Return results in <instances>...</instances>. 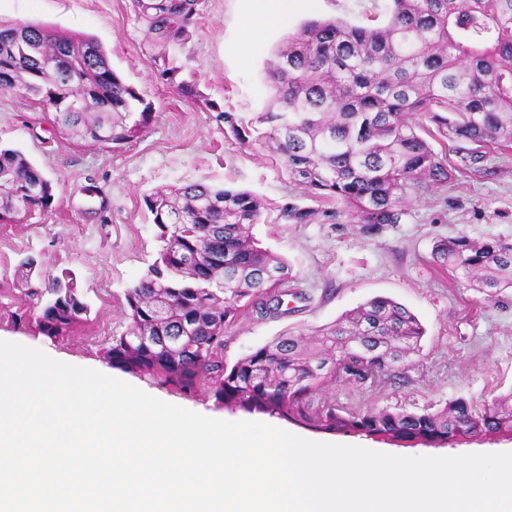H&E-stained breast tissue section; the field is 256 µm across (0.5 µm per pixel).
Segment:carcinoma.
<instances>
[{"label": "carcinoma", "mask_w": 512, "mask_h": 512, "mask_svg": "<svg viewBox=\"0 0 512 512\" xmlns=\"http://www.w3.org/2000/svg\"><path fill=\"white\" fill-rule=\"evenodd\" d=\"M201 0H130L149 34L158 75L187 101L216 113L241 145L267 138L289 175L324 209L295 202L278 219L364 230L398 224L412 193L445 187L459 168L431 147L440 136L512 149V0H392L383 26L316 19L287 35L266 65L271 92L252 117L227 112L182 77L175 52L191 40ZM20 89L55 112L69 136L117 148L141 136L153 112L112 68L92 37L59 35L38 22L0 21V90ZM421 114L430 127L410 115ZM54 188L18 149L0 148V223L26 224L52 209ZM161 247L125 293L129 325L106 358L183 390L209 387L215 401L333 432L423 445L512 436V391L477 407L464 398L419 411H361L316 399L330 379L362 385L419 351L418 318L376 296L316 330L315 347L283 332L229 365L226 330L242 306L258 307L289 277L251 233L265 203L245 189L202 183L144 199ZM434 257L489 294L512 289V243L465 234L439 241ZM34 302L20 322L57 339L89 305L75 273L47 277L22 262Z\"/></svg>", "instance_id": "carcinoma-1"}]
</instances>
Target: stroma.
<instances>
[{"instance_id": "obj_1", "label": "stroma", "mask_w": 512, "mask_h": 512, "mask_svg": "<svg viewBox=\"0 0 512 512\" xmlns=\"http://www.w3.org/2000/svg\"><path fill=\"white\" fill-rule=\"evenodd\" d=\"M255 0H202L195 32L178 61L185 76L226 111L259 112L269 95L267 61L284 37L270 29L243 54L240 19ZM389 0H318L299 6L290 30L305 21L336 17L365 24L386 18ZM0 19L34 21L97 38L113 69L154 106L137 140L120 148L76 142L54 124L51 111L22 91L0 92V145L21 150L54 183L51 212L25 224H0V340L51 353L85 368L112 372L105 357L111 336L128 324L125 292L154 261L159 243L144 198L186 182L234 186L265 198L270 208L251 231L261 246L286 260L288 305L279 312L245 308L227 329L224 359L234 363L292 329L314 341L316 329L367 300L384 296L405 306L425 334L419 354L374 385L329 383L322 397L366 409L438 408L463 397L480 403L512 391V290L489 297L460 273L435 261L433 247L460 233L512 242V149L488 150L468 161L469 145L433 140L437 153L462 163L459 180L411 197L401 223L369 232L357 224L277 223L288 201L311 205L266 141L238 144L213 113L189 106L152 70L143 51L144 26L129 0H0ZM33 257L42 274L72 269L90 305L86 321L52 340L34 324L15 325L13 312L29 299L18 265ZM146 393L192 411L238 417L241 409L215 403L207 387L185 392L148 375L121 371ZM290 431L344 445L431 456L512 452V438L462 445H409L360 434L290 424Z\"/></svg>"}]
</instances>
